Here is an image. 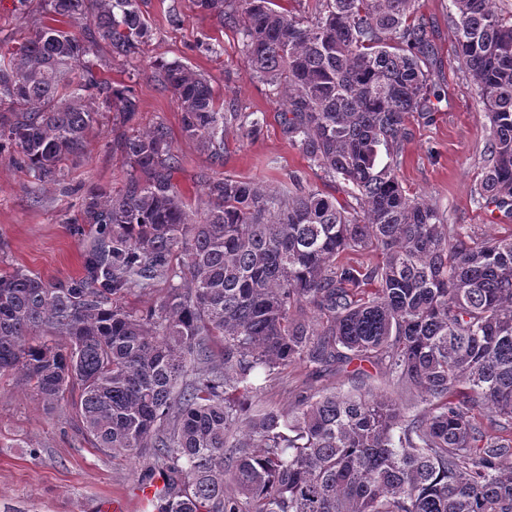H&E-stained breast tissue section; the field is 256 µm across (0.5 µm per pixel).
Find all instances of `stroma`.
<instances>
[{
  "label": "stroma",
  "mask_w": 512,
  "mask_h": 512,
  "mask_svg": "<svg viewBox=\"0 0 512 512\" xmlns=\"http://www.w3.org/2000/svg\"><path fill=\"white\" fill-rule=\"evenodd\" d=\"M419 7L435 30L436 73L447 100L432 122L410 119L401 183L408 193L439 199L450 223L469 225L482 236L505 234L512 217L478 208L472 200L490 130L480 93L464 78L454 53L451 0H419ZM141 9L151 33L137 55L118 57L108 44L99 46V76L133 90L139 100L135 119L123 121L120 113L98 105L85 154L66 163L64 188L31 192L25 169L0 165V275L23 269L62 284L81 277L83 255L97 237L96 225L77 221L83 195L120 189L130 177V166L112 150L114 137L160 123L168 127L179 159L173 181L192 208L205 201L206 180L227 175L275 190L292 174L304 184H320L283 134L280 87L248 78L239 32L199 13L191 0H141ZM44 11L45 0H0V51L29 36ZM173 61L204 74L225 111L265 118L254 136L237 122L226 127L223 163L212 162L182 133L181 112L158 73L159 64ZM305 381L304 367L292 365L261 378L259 396L266 406L285 409ZM80 395V385H71L49 410L17 376L0 375V512H154L143 487L162 484L166 474L150 469L146 460L115 458L94 448L75 409Z\"/></svg>",
  "instance_id": "1"
}]
</instances>
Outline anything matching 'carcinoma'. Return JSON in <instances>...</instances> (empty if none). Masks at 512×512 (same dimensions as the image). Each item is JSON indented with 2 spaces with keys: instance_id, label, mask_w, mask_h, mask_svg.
Masks as SVG:
<instances>
[{
  "instance_id": "carcinoma-1",
  "label": "carcinoma",
  "mask_w": 512,
  "mask_h": 512,
  "mask_svg": "<svg viewBox=\"0 0 512 512\" xmlns=\"http://www.w3.org/2000/svg\"><path fill=\"white\" fill-rule=\"evenodd\" d=\"M415 2L192 0L242 34L248 77L283 89L288 142L345 201L226 176L193 211L160 123L112 141L134 171L119 191L83 197L80 223L101 236L81 278L0 275V374L49 405L81 385L94 447L168 474L156 512H512V233L478 238L401 185L406 119L430 120L446 98ZM500 3L451 0L448 23L491 129L473 201L509 218L512 11ZM149 36L140 0H46L0 60V160L36 190L64 184L96 97L127 122L138 112L90 55L104 41L128 57ZM161 77L184 135L223 162L224 127L241 116L180 62ZM157 281L166 293L148 309L115 303ZM356 361L348 388L315 387ZM364 362L393 391L367 388ZM294 364L306 390L286 412L260 408L259 374Z\"/></svg>"
}]
</instances>
